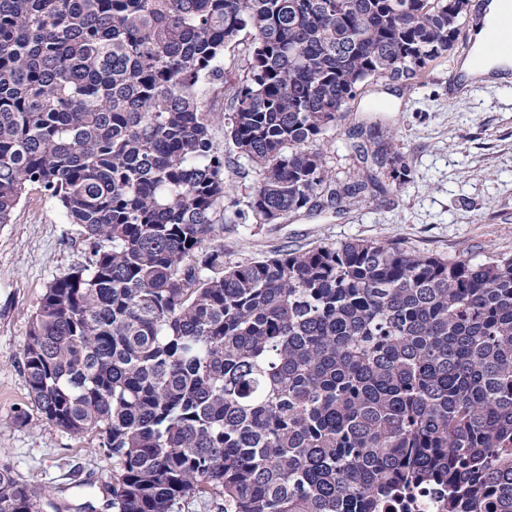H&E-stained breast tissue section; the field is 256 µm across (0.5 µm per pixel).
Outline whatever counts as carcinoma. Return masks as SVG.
<instances>
[{"mask_svg": "<svg viewBox=\"0 0 512 512\" xmlns=\"http://www.w3.org/2000/svg\"><path fill=\"white\" fill-rule=\"evenodd\" d=\"M468 5L0 0V224L36 186L86 245L23 368L47 424L100 430L112 512H382L436 484L446 512H512V254L351 239L231 260L215 224L241 158L257 178L234 218L374 197L320 144L365 82L447 56ZM354 152L408 182L381 131ZM40 509L0 464V512ZM205 99L207 107L213 113L215 119L212 130L214 141L224 150L228 146L224 140V125L227 122L224 119L227 116L225 114L227 112L224 110V97L217 88L208 87Z\"/></svg>", "mask_w": 512, "mask_h": 512, "instance_id": "cac0c4a2", "label": "carcinoma"}]
</instances>
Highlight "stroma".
<instances>
[{
  "label": "stroma",
  "mask_w": 512,
  "mask_h": 512,
  "mask_svg": "<svg viewBox=\"0 0 512 512\" xmlns=\"http://www.w3.org/2000/svg\"><path fill=\"white\" fill-rule=\"evenodd\" d=\"M459 51L411 80L366 83L322 145L345 180L361 173L351 146L359 125L379 122L412 170L402 187L383 181L373 200L344 201L282 224H228L218 234L231 257L316 241L399 240L450 259L512 253V85H473L452 104ZM77 225L36 187L0 224V460L33 491L42 512H108L112 458L99 433L48 425L32 403L22 367L29 317L46 287L84 260Z\"/></svg>",
  "instance_id": "obj_1"
}]
</instances>
